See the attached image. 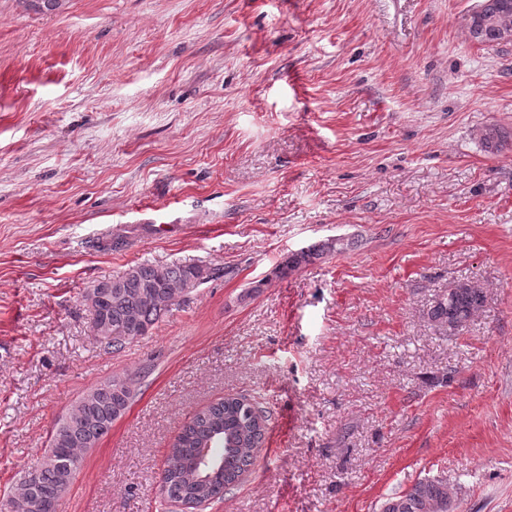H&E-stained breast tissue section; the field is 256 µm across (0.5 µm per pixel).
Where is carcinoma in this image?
Listing matches in <instances>:
<instances>
[{
    "mask_svg": "<svg viewBox=\"0 0 512 512\" xmlns=\"http://www.w3.org/2000/svg\"><path fill=\"white\" fill-rule=\"evenodd\" d=\"M485 148H503L502 135L495 127L480 133ZM341 238L326 239L289 254L280 272L286 274L323 256L344 250ZM213 271L199 265L173 264L164 268L138 264L110 280L111 287L98 288L102 299L92 327L107 323L132 337L144 336L182 298ZM483 289L461 282L442 295L430 308L429 318L453 333L480 310ZM133 383L114 378L84 395L70 412L72 424L63 437L51 441L42 461L24 474L16 497L19 512H56L83 457L81 451L109 434L112 424L128 409ZM268 430L266 411L244 396L226 397L197 412L178 435L165 462V477L159 497L170 505L180 502H218L241 482L262 448ZM208 449L211 467L200 468L197 459ZM457 492L444 478L422 479L407 492L393 494L381 505V512H450Z\"/></svg>",
    "mask_w": 512,
    "mask_h": 512,
    "instance_id": "carcinoma-1",
    "label": "carcinoma"
}]
</instances>
